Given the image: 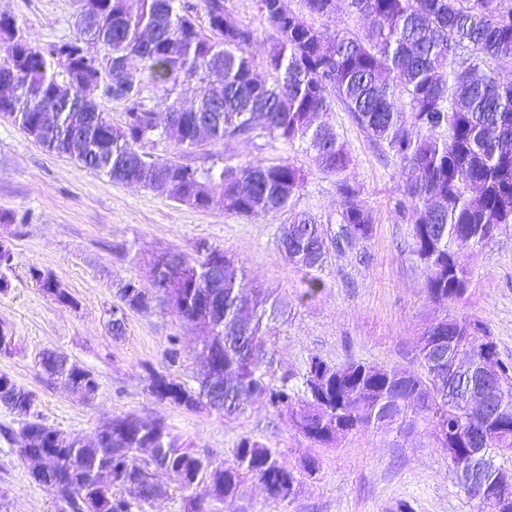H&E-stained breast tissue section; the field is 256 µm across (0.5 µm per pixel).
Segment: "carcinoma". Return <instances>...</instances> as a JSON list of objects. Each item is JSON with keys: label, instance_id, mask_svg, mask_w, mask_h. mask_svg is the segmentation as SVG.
Segmentation results:
<instances>
[{"label": "carcinoma", "instance_id": "cac0c4a2", "mask_svg": "<svg viewBox=\"0 0 512 512\" xmlns=\"http://www.w3.org/2000/svg\"><path fill=\"white\" fill-rule=\"evenodd\" d=\"M79 37L34 46L15 18L0 15V75L19 93L0 101L11 121L48 152L117 184L152 191L199 210L216 207L237 216L285 212L309 172L290 161L267 163L221 157L213 147L228 141L301 142L322 173L337 176L336 218L322 223L297 213L280 225L277 244L288 243V261L310 273L333 253L365 244L373 210L344 173L352 158L322 117L342 104L357 126L400 164L395 212L412 223V253L435 312L407 352V364L360 361L333 364L310 355L300 373L277 375V339L267 320L278 304L257 290L241 292L244 262L201 239L194 253L170 248L147 261L150 286L130 277L117 284L108 329L126 332L129 315L159 300L202 335L199 358L206 378L192 387L167 371L149 369L147 389L159 401L189 411L244 414L260 402L288 430L325 447L374 429L429 428L433 447L456 476L478 449L488 465L480 478L495 484L497 459L512 449V362L503 361L493 337L457 308L470 295L468 252L489 245L512 226V82H502L488 62L512 57V0H351L373 18L365 35L329 33L288 9L284 0H256L271 30L262 62L254 28L235 21L226 0H78ZM308 14L328 17L336 0H303ZM204 21H199V18ZM219 73V94L207 90ZM96 80L122 106L112 122L99 104H88L84 82ZM198 85L190 107L185 87ZM407 98V108L400 99ZM446 135L438 137L435 132ZM167 144L157 156L147 146ZM39 291L77 307L49 273L31 269ZM493 360L494 385L486 387ZM39 365L49 379L92 397L99 383L67 354L47 349ZM34 394L0 374V406L17 412L21 428H0L8 442H30L27 458L50 470L39 486L57 512H147L168 489L146 480L175 478L185 512H222L224 500L259 484L273 505L292 502L318 471L307 458L288 466L261 441L244 435L221 459L164 420L126 414L104 430L70 437L34 418ZM112 470L99 490L95 473ZM474 512H512V500L468 496Z\"/></svg>", "mask_w": 512, "mask_h": 512}]
</instances>
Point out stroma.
<instances>
[{
  "instance_id": "obj_1",
  "label": "stroma",
  "mask_w": 512,
  "mask_h": 512,
  "mask_svg": "<svg viewBox=\"0 0 512 512\" xmlns=\"http://www.w3.org/2000/svg\"><path fill=\"white\" fill-rule=\"evenodd\" d=\"M77 9L76 0H0V14L14 17L35 45L75 37ZM326 120L351 151L348 177L361 186L376 223L363 248L331 256L319 273L321 293L301 303L297 297L307 276L277 248L286 215L246 218L219 208L202 211L146 188L113 183L46 152L1 118L0 241L12 249L14 265L8 289L0 293V324L12 331L21 350L0 355V373L33 392L34 410L44 423L70 436L89 435L112 417L132 413L163 419L217 456H229L239 438L250 435L287 463L309 456L319 460L318 474L304 480L292 503L272 505L253 485L226 500L223 512H392L401 501L414 512H473L448 474L446 456L433 448L424 429L365 432L318 448L288 432L262 404L233 419L189 412L149 395L145 368L164 365L169 339L176 336L182 363L175 373L194 382L202 372L197 331L160 306L131 314L122 338L107 328L116 281L145 276L153 252L188 251L205 239L245 263V288L263 289L279 300L283 313L274 323L279 372H300L312 354L336 364L405 362L432 305L409 248L411 224L394 212L398 166L379 156L343 107ZM224 153L242 161L311 164L298 143L232 141ZM339 208L335 176L317 170L290 206L324 220ZM135 253L140 263H133ZM468 262L474 285L462 311L487 327L501 358L512 361V229L470 253ZM33 266L60 280L76 307L44 296L29 275ZM46 349L65 352L94 371L99 390L93 400L47 379L38 366ZM0 512H56L52 495L32 482L12 444L1 439Z\"/></svg>"
}]
</instances>
